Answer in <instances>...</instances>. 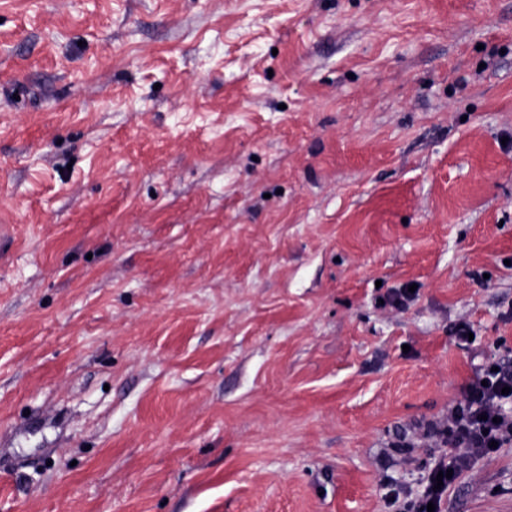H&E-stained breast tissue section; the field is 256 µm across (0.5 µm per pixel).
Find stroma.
Listing matches in <instances>:
<instances>
[{
	"mask_svg": "<svg viewBox=\"0 0 512 512\" xmlns=\"http://www.w3.org/2000/svg\"><path fill=\"white\" fill-rule=\"evenodd\" d=\"M1 224L0 512H396L512 351V0H0Z\"/></svg>",
	"mask_w": 512,
	"mask_h": 512,
	"instance_id": "35a3bbf8",
	"label": "stroma"
}]
</instances>
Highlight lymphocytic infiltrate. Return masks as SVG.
Here are the masks:
<instances>
[{
	"label": "lymphocytic infiltrate",
	"mask_w": 512,
	"mask_h": 512,
	"mask_svg": "<svg viewBox=\"0 0 512 512\" xmlns=\"http://www.w3.org/2000/svg\"><path fill=\"white\" fill-rule=\"evenodd\" d=\"M451 449L449 458L441 459L423 479L418 496H403L393 490L391 499L397 512H443L447 488L438 487V472L461 475L477 460L493 454L495 447L512 446V362L483 363L477 378L468 384L448 416L431 428Z\"/></svg>",
	"instance_id": "f902f5d3"
}]
</instances>
